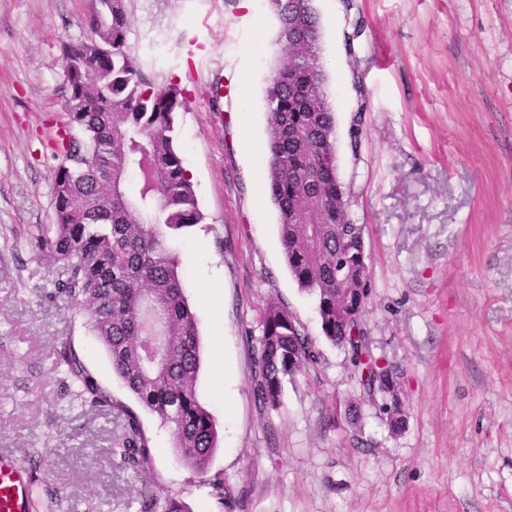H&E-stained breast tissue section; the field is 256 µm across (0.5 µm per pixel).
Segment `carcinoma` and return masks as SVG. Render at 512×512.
Segmentation results:
<instances>
[{
    "instance_id": "carcinoma-1",
    "label": "carcinoma",
    "mask_w": 512,
    "mask_h": 512,
    "mask_svg": "<svg viewBox=\"0 0 512 512\" xmlns=\"http://www.w3.org/2000/svg\"><path fill=\"white\" fill-rule=\"evenodd\" d=\"M280 22L285 56L266 89L267 181L278 212L285 261L298 286L315 297L323 335L350 355L361 390L381 392L366 327L353 336L355 320L336 322V254H352L360 224L347 220L345 187L338 179L335 112L320 60V26L313 2L268 0ZM90 35L64 46L68 87L69 145L53 186L55 221L37 227L32 248L60 265L54 295L75 303L84 327L105 347L118 376L137 403L170 428L180 458L207 470L217 445L212 415L199 403L196 317L183 293L174 243L201 223L193 184L174 139V114L185 107L176 85L148 80L127 45L124 0H90ZM310 37L309 58L288 48V37ZM105 73L90 79L87 70ZM325 162L310 170L303 152ZM316 198L322 237L311 248L307 227L295 219ZM256 365L260 405L281 404L286 379L305 370L316 352L288 309L275 301L261 314ZM58 365L73 394L92 408L109 407L122 421L113 454L124 466H152L149 440L136 412L114 400L73 347L63 344ZM141 512H186L171 495L142 500Z\"/></svg>"
}]
</instances>
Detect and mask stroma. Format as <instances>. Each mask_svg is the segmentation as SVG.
Wrapping results in <instances>:
<instances>
[{
	"instance_id": "1",
	"label": "stroma",
	"mask_w": 512,
	"mask_h": 512,
	"mask_svg": "<svg viewBox=\"0 0 512 512\" xmlns=\"http://www.w3.org/2000/svg\"><path fill=\"white\" fill-rule=\"evenodd\" d=\"M127 44L186 101L175 134L202 223L176 243L200 334L196 394L218 448L207 472L139 417L153 464L122 465L113 411L68 395L71 343L115 400L137 408L27 241L53 223L64 44L89 0H0V448L34 479L35 512H512V0H315L346 209L362 225L368 347L400 370L406 424L364 406L348 352L285 263L267 187L265 87L283 55L266 0H125ZM223 97L213 100V83ZM284 304L316 361L255 396L260 314ZM141 512H187L182 502L171 495L162 498L149 497L142 500Z\"/></svg>"
}]
</instances>
